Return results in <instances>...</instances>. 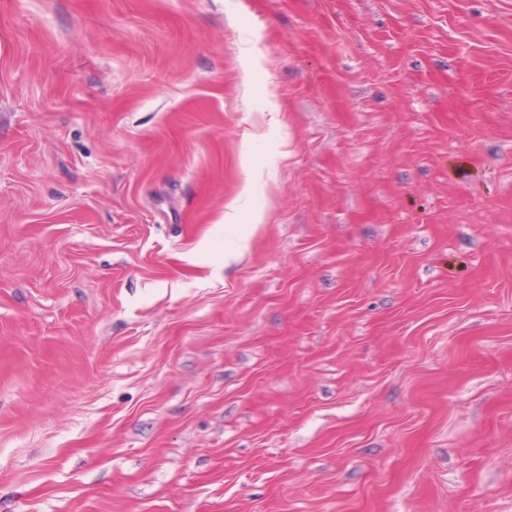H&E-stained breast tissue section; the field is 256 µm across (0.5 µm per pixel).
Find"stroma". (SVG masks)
<instances>
[{"mask_svg":"<svg viewBox=\"0 0 512 512\" xmlns=\"http://www.w3.org/2000/svg\"><path fill=\"white\" fill-rule=\"evenodd\" d=\"M0 512H512V0H0Z\"/></svg>","mask_w":512,"mask_h":512,"instance_id":"stroma-1","label":"stroma"}]
</instances>
